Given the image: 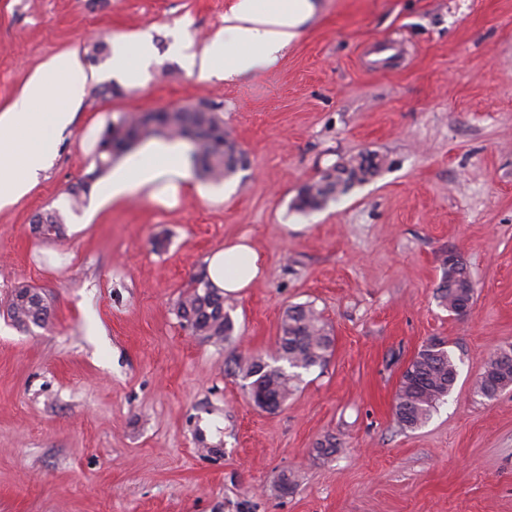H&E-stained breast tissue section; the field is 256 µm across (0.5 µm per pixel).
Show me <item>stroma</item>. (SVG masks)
<instances>
[{"label": "stroma", "instance_id": "obj_1", "mask_svg": "<svg viewBox=\"0 0 512 512\" xmlns=\"http://www.w3.org/2000/svg\"><path fill=\"white\" fill-rule=\"evenodd\" d=\"M312 2L274 67L224 80L199 78L175 45L201 53L234 0H0V110L53 55L77 51L84 76L49 168L0 209V512H512V389H472L512 347V0ZM141 37L153 58L139 84L87 56ZM378 40L402 52L385 70ZM202 101L242 156L234 174L193 176L171 207L132 194L71 210L107 122ZM361 152L384 158L378 176L293 209ZM48 209L62 235L36 230ZM239 236L265 275L231 294L235 332L216 343L182 326L177 302ZM450 254L475 282L463 317L437 298ZM25 285L47 328L9 319ZM300 303L333 353L262 410L234 361L269 356ZM432 340L457 379L404 430L399 380Z\"/></svg>", "mask_w": 512, "mask_h": 512}]
</instances>
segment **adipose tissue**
Masks as SVG:
<instances>
[{"label":"adipose tissue","instance_id":"adipose-tissue-1","mask_svg":"<svg viewBox=\"0 0 512 512\" xmlns=\"http://www.w3.org/2000/svg\"><path fill=\"white\" fill-rule=\"evenodd\" d=\"M311 0H235L224 16V30L202 54L189 57L201 78L242 76L273 67L312 16ZM76 52H64L41 64L16 101L0 111V209L17 203L35 186L52 159L53 137L72 122L82 97ZM191 175L181 147L174 142L147 146L122 164L106 192L119 201L134 192L153 200L175 197ZM260 253L247 237L225 241L207 258V274L216 288L240 292L264 275Z\"/></svg>","mask_w":512,"mask_h":512}]
</instances>
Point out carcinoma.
Listing matches in <instances>:
<instances>
[{"label":"carcinoma","mask_w":512,"mask_h":512,"mask_svg":"<svg viewBox=\"0 0 512 512\" xmlns=\"http://www.w3.org/2000/svg\"><path fill=\"white\" fill-rule=\"evenodd\" d=\"M154 133L172 140L189 142L188 158L193 167L209 180L220 182L235 172L240 158L224 132L213 106L207 102L159 112H145L134 118L121 117L107 123L94 154L95 169L68 190L70 207L78 210L88 197L92 184L112 166L114 157ZM383 167L376 155L359 153L342 159L322 173L320 178L302 188L294 208L300 212L318 210L338 200L352 188L375 177ZM45 234H58L63 218L48 210L33 220ZM443 277L438 287L443 307L459 309L470 305L474 297L471 277L443 259ZM224 305V293L214 288L206 274H200L177 304V317L192 332L216 343L227 341L234 332V322ZM7 313L19 326L47 325L48 305L41 293L30 286L13 292ZM332 338L321 314L310 304L289 306L281 319L277 349L271 361L261 357L236 360L255 406L274 411L280 408L300 381L302 372L323 365L332 349ZM512 376L509 364L490 359L482 376L474 384V393L487 397L485 384ZM454 360L445 347L425 345L410 361L402 375L396 396L395 418L403 429H416L430 418L456 382Z\"/></svg>","instance_id":"obj_1"}]
</instances>
